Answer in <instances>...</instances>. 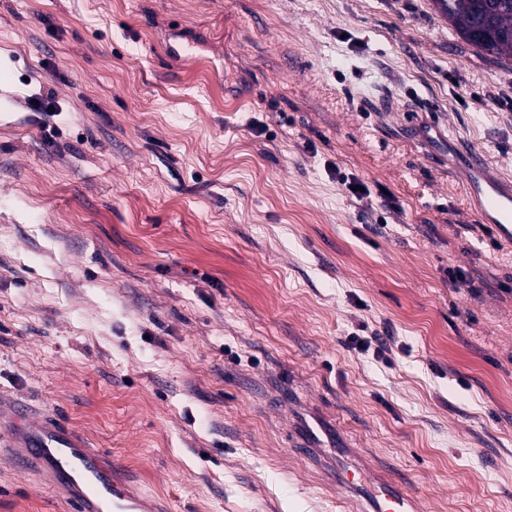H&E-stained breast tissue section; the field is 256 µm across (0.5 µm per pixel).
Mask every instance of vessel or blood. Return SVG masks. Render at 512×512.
Instances as JSON below:
<instances>
[{
	"label": "vessel or blood",
	"instance_id": "1",
	"mask_svg": "<svg viewBox=\"0 0 512 512\" xmlns=\"http://www.w3.org/2000/svg\"><path fill=\"white\" fill-rule=\"evenodd\" d=\"M467 190L499 241L512 243V181L491 172L480 153L468 156ZM0 446L21 449L23 463L40 470L75 512H160L144 499L106 454L54 415L17 405L0 417ZM370 512H417L415 499L388 480L369 497Z\"/></svg>",
	"mask_w": 512,
	"mask_h": 512
}]
</instances>
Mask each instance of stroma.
Returning <instances> with one entry per match:
<instances>
[{
	"label": "stroma",
	"instance_id": "obj_1",
	"mask_svg": "<svg viewBox=\"0 0 512 512\" xmlns=\"http://www.w3.org/2000/svg\"><path fill=\"white\" fill-rule=\"evenodd\" d=\"M470 151L512 179V72L432 0H0V411L169 512H356L351 458L512 512V247ZM0 512L71 510L0 447ZM467 190L471 199L491 224L502 244L512 243V187L510 180L491 172L483 156L471 152L468 156Z\"/></svg>",
	"mask_w": 512,
	"mask_h": 512
}]
</instances>
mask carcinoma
<instances>
[{
  "instance_id": "carcinoma-1",
  "label": "carcinoma",
  "mask_w": 512,
  "mask_h": 512,
  "mask_svg": "<svg viewBox=\"0 0 512 512\" xmlns=\"http://www.w3.org/2000/svg\"><path fill=\"white\" fill-rule=\"evenodd\" d=\"M458 37L481 55L494 44L495 64L512 67V0H432Z\"/></svg>"
}]
</instances>
